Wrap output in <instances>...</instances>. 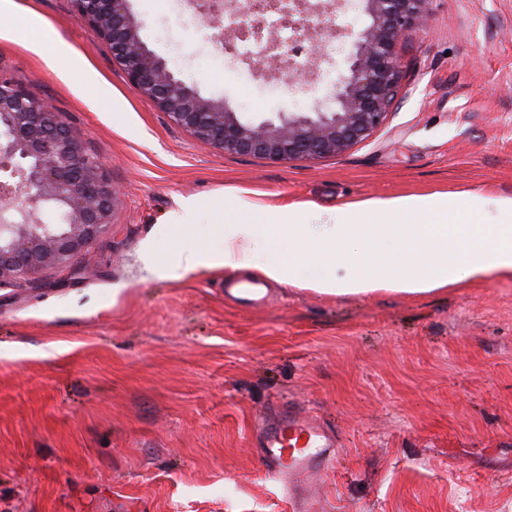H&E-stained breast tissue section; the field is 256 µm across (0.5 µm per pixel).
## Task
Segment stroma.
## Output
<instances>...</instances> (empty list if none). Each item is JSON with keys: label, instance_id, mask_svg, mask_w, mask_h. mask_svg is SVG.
<instances>
[{"label": "stroma", "instance_id": "obj_1", "mask_svg": "<svg viewBox=\"0 0 512 512\" xmlns=\"http://www.w3.org/2000/svg\"><path fill=\"white\" fill-rule=\"evenodd\" d=\"M66 42L48 68L0 36V73L50 100L121 197L66 267L0 288V512H512V279L433 295H318L269 283L258 305L185 274V245L224 247L225 207L345 203L431 192L512 196V0H432L404 49L387 124L339 157L273 164L198 141L141 96L73 0H20ZM141 37L200 95L243 119L304 112L347 68L257 76L180 31L160 0H129ZM81 65L91 93L70 72ZM197 223L174 225L183 201ZM167 274L142 281L146 240ZM296 411L336 438V460L290 493L257 427Z\"/></svg>", "mask_w": 512, "mask_h": 512}]
</instances>
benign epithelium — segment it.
Here are the masks:
<instances>
[{"instance_id":"obj_1","label":"benign epithelium","mask_w":512,"mask_h":512,"mask_svg":"<svg viewBox=\"0 0 512 512\" xmlns=\"http://www.w3.org/2000/svg\"><path fill=\"white\" fill-rule=\"evenodd\" d=\"M78 20L95 27L128 81L177 125L227 154L274 163L340 155L381 129L403 86L401 50L424 26L430 0H364L371 24L355 35L347 73L328 102L309 112L244 121L222 99H206L141 38L129 0H73ZM270 10L307 40L322 24L319 4L294 0ZM0 286L36 282L63 267L110 224L119 197L81 133L50 102L0 74Z\"/></svg>"}]
</instances>
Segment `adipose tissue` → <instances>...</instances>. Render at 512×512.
I'll use <instances>...</instances> for the list:
<instances>
[{
	"label": "adipose tissue",
	"instance_id": "ef3b65f1",
	"mask_svg": "<svg viewBox=\"0 0 512 512\" xmlns=\"http://www.w3.org/2000/svg\"><path fill=\"white\" fill-rule=\"evenodd\" d=\"M309 206L239 201L224 213V248L179 249L183 273L222 267L330 296L428 295L512 279V196L480 192L369 198L319 214ZM486 215V224H464Z\"/></svg>",
	"mask_w": 512,
	"mask_h": 512
}]
</instances>
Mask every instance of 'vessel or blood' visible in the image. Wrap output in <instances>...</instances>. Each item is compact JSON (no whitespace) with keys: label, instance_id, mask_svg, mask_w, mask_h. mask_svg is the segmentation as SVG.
I'll list each match as a JSON object with an SVG mask.
<instances>
[{"label":"vessel or blood","instance_id":"b4317fda","mask_svg":"<svg viewBox=\"0 0 512 512\" xmlns=\"http://www.w3.org/2000/svg\"><path fill=\"white\" fill-rule=\"evenodd\" d=\"M261 432L265 465L289 489H298L333 458L334 436L312 417L291 413L276 425H262Z\"/></svg>","mask_w":512,"mask_h":512}]
</instances>
